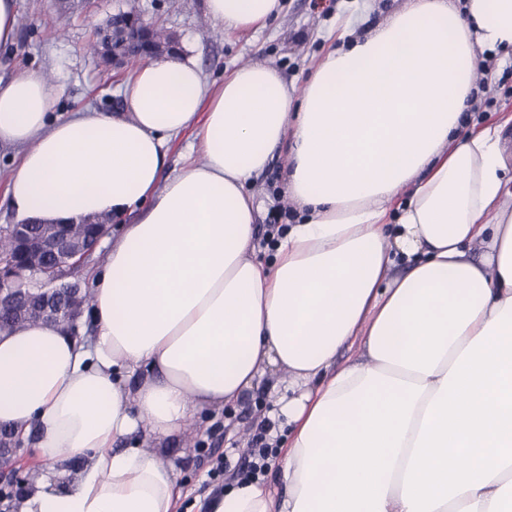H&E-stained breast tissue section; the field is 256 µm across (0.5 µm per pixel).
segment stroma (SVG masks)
<instances>
[{"label":"stroma","instance_id":"stroma-1","mask_svg":"<svg viewBox=\"0 0 512 512\" xmlns=\"http://www.w3.org/2000/svg\"><path fill=\"white\" fill-rule=\"evenodd\" d=\"M406 0H284V10L255 34L227 32L207 16L204 0H138L146 20L162 23L180 38V50L192 57L208 78L222 82L236 67L254 62L276 66L282 77L299 85L311 67L336 45L343 21L357 34L372 30ZM125 0H89L68 17H58L54 0H18L15 43L0 47V77L30 69L44 71L59 93L57 109L87 105L104 112L124 110L123 87L133 68L106 69L87 44L96 25ZM288 158L276 151L267 168L253 176L250 192L260 204L256 219L260 242L268 225H287L300 212L287 192ZM276 408L264 389L250 393L238 406L198 412L192 430L167 443L162 460L171 465L184 492L179 512H192L209 474L231 486L246 479V450L256 428Z\"/></svg>","mask_w":512,"mask_h":512}]
</instances>
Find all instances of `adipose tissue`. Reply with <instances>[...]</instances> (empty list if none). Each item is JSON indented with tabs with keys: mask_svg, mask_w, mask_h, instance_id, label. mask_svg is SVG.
Instances as JSON below:
<instances>
[{
	"mask_svg": "<svg viewBox=\"0 0 512 512\" xmlns=\"http://www.w3.org/2000/svg\"><path fill=\"white\" fill-rule=\"evenodd\" d=\"M205 7L250 32L284 4ZM486 52L512 59V0H410L299 87L178 54L138 68L127 111L59 114L43 71L0 80L18 217L135 216L92 275L91 345L0 332V425L46 468L21 512H178L157 444L269 368L287 491L248 481L213 512H512V113L469 111ZM189 130L197 159L166 173ZM281 148L302 213L266 265L247 184ZM138 430L154 447L117 449Z\"/></svg>",
	"mask_w": 512,
	"mask_h": 512,
	"instance_id": "obj_1",
	"label": "adipose tissue"
}]
</instances>
